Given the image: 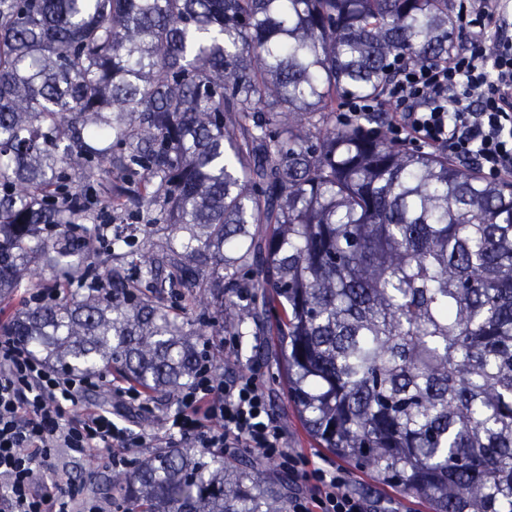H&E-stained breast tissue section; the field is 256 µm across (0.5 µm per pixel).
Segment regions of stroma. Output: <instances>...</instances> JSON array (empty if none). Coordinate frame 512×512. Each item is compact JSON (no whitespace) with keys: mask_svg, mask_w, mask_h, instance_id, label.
<instances>
[{"mask_svg":"<svg viewBox=\"0 0 512 512\" xmlns=\"http://www.w3.org/2000/svg\"><path fill=\"white\" fill-rule=\"evenodd\" d=\"M213 364L227 373L254 370L272 393V409L286 433L289 448L301 452L313 467L342 472L347 489L374 501L378 512H429L425 500L378 484L370 472L339 460L307 432L288 401L287 370L273 319L244 327L238 349L225 350L215 356ZM84 400L95 406L106 405L124 424L137 431L156 430L173 411L171 399L159 394L148 395L149 407L145 410L122 405L114 389L108 386L85 395ZM54 464L52 476L61 487L86 485L89 494L106 505L108 512H117L105 487L107 471L96 468L89 460L71 457L62 448L56 450Z\"/></svg>","mask_w":512,"mask_h":512,"instance_id":"obj_1","label":"stroma"}]
</instances>
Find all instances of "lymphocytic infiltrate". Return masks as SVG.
<instances>
[{
  "instance_id": "lymphocytic-infiltrate-1",
  "label": "lymphocytic infiltrate",
  "mask_w": 512,
  "mask_h": 512,
  "mask_svg": "<svg viewBox=\"0 0 512 512\" xmlns=\"http://www.w3.org/2000/svg\"><path fill=\"white\" fill-rule=\"evenodd\" d=\"M505 3L457 0L459 36L447 61L399 62L383 101L347 98L338 125L363 127L382 110L391 141L445 149L477 160L489 179L512 181V17L504 14ZM98 382L48 368L28 345L0 333V512H105L101 503L78 502L76 491L56 482H33L31 474L49 470L59 448L120 467L136 445L220 448L228 458L248 448L309 486V493L290 499L289 512H365L340 472L308 469L301 453L286 446L255 374L219 378L202 365L178 393L163 430L138 437L101 408L73 415L79 392Z\"/></svg>"
}]
</instances>
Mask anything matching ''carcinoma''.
Segmentation results:
<instances>
[{"mask_svg":"<svg viewBox=\"0 0 512 512\" xmlns=\"http://www.w3.org/2000/svg\"><path fill=\"white\" fill-rule=\"evenodd\" d=\"M454 28L452 0H0V329L173 398L213 359L196 324L241 332L260 291L321 447L432 512H512V184L336 125ZM108 490L288 512L220 451Z\"/></svg>","mask_w":512,"mask_h":512,"instance_id":"1","label":"carcinoma"}]
</instances>
